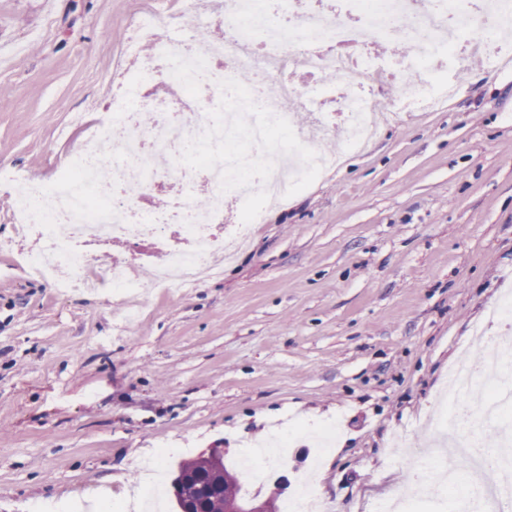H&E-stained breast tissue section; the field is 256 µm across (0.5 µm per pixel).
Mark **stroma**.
I'll return each instance as SVG.
<instances>
[{
    "label": "stroma",
    "mask_w": 512,
    "mask_h": 512,
    "mask_svg": "<svg viewBox=\"0 0 512 512\" xmlns=\"http://www.w3.org/2000/svg\"><path fill=\"white\" fill-rule=\"evenodd\" d=\"M197 21L186 0H0V168L52 181L135 63L131 26ZM455 93L404 106L401 78L357 92L385 120L289 191L221 272L154 289L128 322L111 287L57 295L0 250V512H113L157 449L275 460L332 512H376L418 449L447 436L448 369L512 296V44L470 53ZM335 429L314 457L307 419ZM124 481H116L118 473Z\"/></svg>",
    "instance_id": "stroma-1"
}]
</instances>
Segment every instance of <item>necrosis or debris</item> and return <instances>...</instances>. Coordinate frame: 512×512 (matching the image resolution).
I'll list each match as a JSON object with an SVG mask.
<instances>
[{"label":"necrosis or debris","mask_w":512,"mask_h":512,"mask_svg":"<svg viewBox=\"0 0 512 512\" xmlns=\"http://www.w3.org/2000/svg\"><path fill=\"white\" fill-rule=\"evenodd\" d=\"M287 20L276 21L257 0H224V40L199 43L162 30L154 16L139 18L129 39L136 48L149 39L153 52L136 71L124 75L112 98V116L92 126L71 162L49 183L21 171H0V186L14 192L15 234L24 241L17 258L29 277L61 295L88 293L111 286L126 302L143 303L150 288H173L213 276V258L245 241L251 225L286 194L287 177L303 178L332 162L320 148L331 130L324 118L336 88L355 84L360 75L373 80L416 75L406 105L431 104L452 91L444 76L448 64L461 61L464 48L497 58L512 27V0H495L498 23L469 30V0H346L345 15L322 6L297 16L290 0H281ZM404 31L411 49L388 59L355 57L343 46L364 47L391 26ZM303 54L310 82L279 77L283 63ZM263 72L271 80L264 100L246 95L237 109L215 115L224 90L225 71ZM162 77L178 89L155 103L153 112H136L129 101L142 80ZM302 102L310 124L297 130L285 149L272 147L271 129L287 125L277 111L280 98ZM349 129L347 148L360 147L374 135L380 119L370 98L356 94L342 103ZM192 156L194 165L184 164ZM201 180L208 208L196 206L188 188ZM168 204L160 210L143 205L157 186ZM240 206L237 223H227V199ZM149 243L164 254L151 284L122 257L101 262L98 249L112 241ZM512 406V387L483 378L469 397L452 399L453 422L471 424L459 452L468 462L466 495L454 512H505L502 496L486 487L480 474L488 467L512 472V457L499 454L501 415Z\"/></svg>","instance_id":"4bbe7bcc"}]
</instances>
